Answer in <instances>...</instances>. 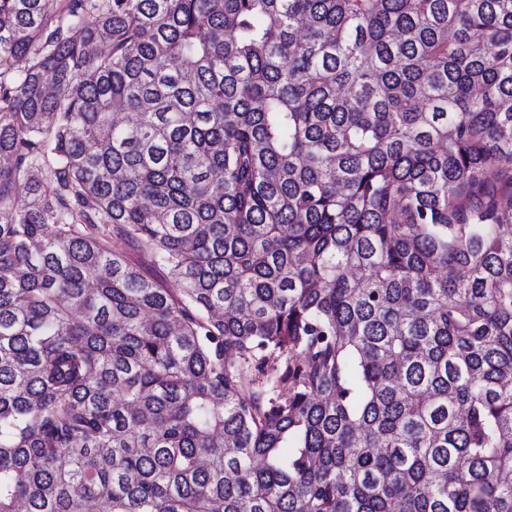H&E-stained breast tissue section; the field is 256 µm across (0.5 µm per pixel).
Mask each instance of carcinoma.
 <instances>
[{
    "instance_id": "1",
    "label": "carcinoma",
    "mask_w": 512,
    "mask_h": 512,
    "mask_svg": "<svg viewBox=\"0 0 512 512\" xmlns=\"http://www.w3.org/2000/svg\"><path fill=\"white\" fill-rule=\"evenodd\" d=\"M0 156V512H512V0H0Z\"/></svg>"
}]
</instances>
